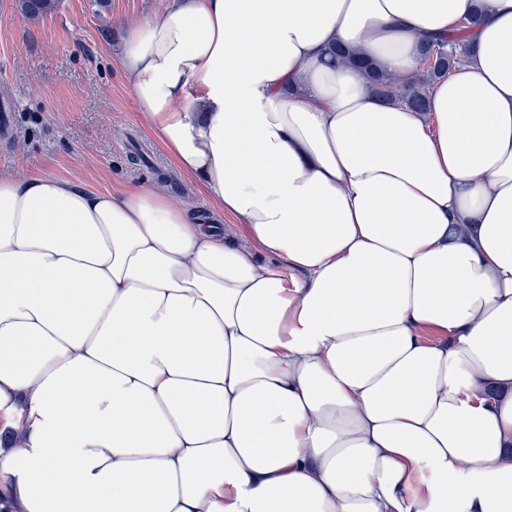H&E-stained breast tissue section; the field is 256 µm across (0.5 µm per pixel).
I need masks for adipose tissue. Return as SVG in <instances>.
Listing matches in <instances>:
<instances>
[{
  "label": "adipose tissue",
  "instance_id": "1",
  "mask_svg": "<svg viewBox=\"0 0 512 512\" xmlns=\"http://www.w3.org/2000/svg\"><path fill=\"white\" fill-rule=\"evenodd\" d=\"M454 36L424 112L332 53ZM122 66L247 235L0 174V512H512V0H178Z\"/></svg>",
  "mask_w": 512,
  "mask_h": 512
}]
</instances>
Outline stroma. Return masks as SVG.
I'll return each mask as SVG.
<instances>
[{
    "mask_svg": "<svg viewBox=\"0 0 512 512\" xmlns=\"http://www.w3.org/2000/svg\"><path fill=\"white\" fill-rule=\"evenodd\" d=\"M169 3L58 0L51 15L31 21L15 0H0V95L8 94L15 115L0 135V171L45 174L92 191L157 187L237 240L242 225L214 216L196 181L174 170L148 132L121 67L128 26ZM136 141L150 146L151 167L129 163Z\"/></svg>",
    "mask_w": 512,
    "mask_h": 512,
    "instance_id": "stroma-1",
    "label": "stroma"
}]
</instances>
